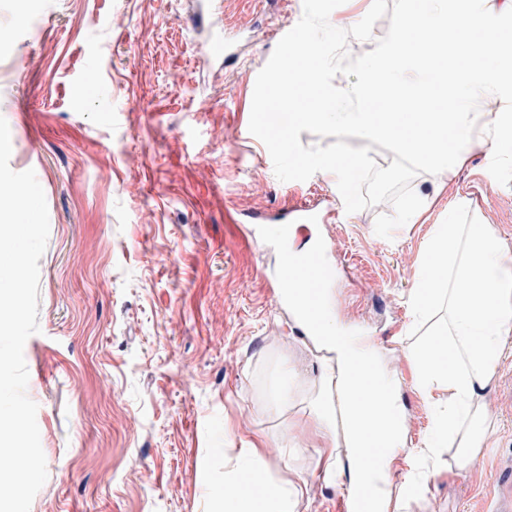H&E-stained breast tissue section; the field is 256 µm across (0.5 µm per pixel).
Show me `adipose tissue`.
<instances>
[{
	"label": "adipose tissue",
	"instance_id": "ef3b65f1",
	"mask_svg": "<svg viewBox=\"0 0 512 512\" xmlns=\"http://www.w3.org/2000/svg\"><path fill=\"white\" fill-rule=\"evenodd\" d=\"M410 306L420 317L433 310L446 317L427 340L399 356L345 341L326 306L318 333L308 337L321 365L312 399L313 428L322 441L315 471L328 485L347 472L351 497L366 475L365 450L373 443L384 448L377 469L387 477L407 451L426 462L472 469L499 429L488 393L503 354L512 351V248L485 224L438 225L424 247ZM403 361L434 422L425 447L415 450L399 402ZM250 456L249 467L226 468L215 512H296L305 479L271 482L263 449H251Z\"/></svg>",
	"mask_w": 512,
	"mask_h": 512
}]
</instances>
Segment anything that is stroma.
I'll list each match as a JSON object with an SVG mask.
<instances>
[{"instance_id": "obj_1", "label": "stroma", "mask_w": 512, "mask_h": 512, "mask_svg": "<svg viewBox=\"0 0 512 512\" xmlns=\"http://www.w3.org/2000/svg\"><path fill=\"white\" fill-rule=\"evenodd\" d=\"M302 14L303 0H0L9 165L34 170L50 224L24 347L48 471L30 512H208L225 460L254 445L277 480L312 473L319 367L268 284L280 244L259 247L251 216L300 201L324 215L299 237L338 263V318L384 350L440 319L409 309L437 225L487 224L512 245V186L489 174L488 144L417 175L426 210L389 240L374 223L390 204L349 214L332 173L277 179L252 96ZM226 35L233 57L209 55ZM510 386L512 357L480 472L432 468L410 512H490L512 464Z\"/></svg>"}]
</instances>
